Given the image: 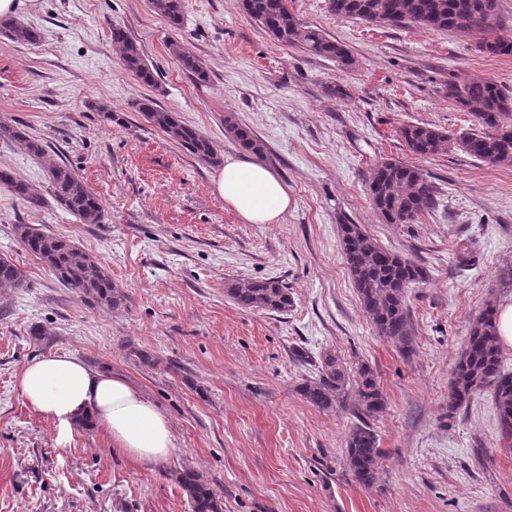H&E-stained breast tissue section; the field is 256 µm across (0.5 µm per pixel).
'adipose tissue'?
I'll return each mask as SVG.
<instances>
[{
	"mask_svg": "<svg viewBox=\"0 0 512 512\" xmlns=\"http://www.w3.org/2000/svg\"><path fill=\"white\" fill-rule=\"evenodd\" d=\"M212 186L225 206L251 224L279 223L290 206L276 174L245 156L226 157ZM18 385L26 404L60 428L93 417L114 449L135 464L167 459L174 450L170 422L153 401L124 377L93 370L70 354L32 360Z\"/></svg>",
	"mask_w": 512,
	"mask_h": 512,
	"instance_id": "adipose-tissue-1",
	"label": "adipose tissue"
}]
</instances>
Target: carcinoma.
<instances>
[{
	"instance_id": "obj_1",
	"label": "carcinoma",
	"mask_w": 512,
	"mask_h": 512,
	"mask_svg": "<svg viewBox=\"0 0 512 512\" xmlns=\"http://www.w3.org/2000/svg\"><path fill=\"white\" fill-rule=\"evenodd\" d=\"M150 8L167 24L178 29L183 23V0H148ZM330 12L339 17L360 20L376 26L401 27L416 24L429 30L475 32L486 47L481 52L492 56H512V39L497 36L486 23L496 15L498 0H327ZM244 12L270 37L286 47L301 48L312 55L335 61L342 67L354 64L350 50L318 28L301 23L288 9L287 0H242ZM0 35L11 43L31 45L41 40V32L15 20L0 23ZM112 43L123 65L141 83L154 86L157 72L147 64L141 46L126 31L112 27ZM170 50L180 66L199 83L209 80L200 59L175 42ZM448 98L469 113L476 129L453 138L448 133L420 124H407L399 134L409 151L420 158L448 153L457 148L475 159L499 165H512V139L500 134L504 126L512 128V89L492 80L472 79L448 82ZM138 111L154 127L164 132L188 154L219 163L210 141L196 128L185 124L177 113L144 98L136 103ZM226 133L243 150L259 157L265 147L247 127L224 119ZM0 141H18L33 158L47 155L41 139L26 134L20 127L0 120ZM47 177L57 204L81 224H101L105 220L98 197L79 174L65 164H48ZM0 186L27 208L39 210L45 199L41 190L7 170H0ZM368 194L382 221L387 224H411L420 215L438 205V187L424 171L396 160L377 164L368 181ZM19 242L30 255L41 261L58 283L83 293L100 306L118 309L126 295L112 283L103 261L72 240L28 225L19 226ZM341 244L353 283L377 335L391 341L403 353L412 352L414 331L406 301V288L426 279L424 269L400 254L381 247L359 224L340 225ZM23 272L8 258L0 257V288L24 286ZM227 295L240 307L254 311L283 313L291 306L288 288L277 279L231 282ZM356 399L358 409L376 417L386 409V399L373 371L366 365L358 369ZM346 370L332 354L321 360L319 376L305 380L299 392L312 406L329 410L345 397ZM490 390L500 423L512 431V372L503 370L497 336V311L488 302L472 322L464 351L456 363L450 392L448 414L470 404L474 396ZM383 457L373 430L360 425L353 428L345 450V462L353 480L371 486ZM176 483L185 491L191 512H223L220 498L204 473L185 466L173 471Z\"/></svg>"
}]
</instances>
